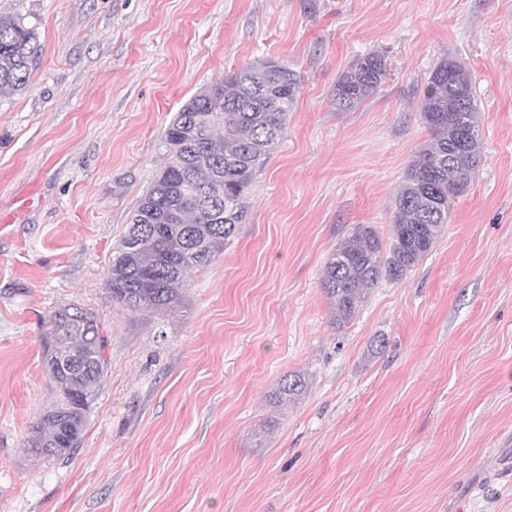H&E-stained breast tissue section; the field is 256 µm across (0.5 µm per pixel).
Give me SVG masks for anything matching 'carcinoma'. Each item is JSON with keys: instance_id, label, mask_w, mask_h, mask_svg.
<instances>
[{"instance_id": "carcinoma-1", "label": "carcinoma", "mask_w": 512, "mask_h": 512, "mask_svg": "<svg viewBox=\"0 0 512 512\" xmlns=\"http://www.w3.org/2000/svg\"><path fill=\"white\" fill-rule=\"evenodd\" d=\"M32 28L0 16V97L24 91L36 64ZM384 56L358 58L336 82L335 105L356 108L386 81ZM300 75L274 60L224 74L197 92L166 126L167 162L155 175L124 236L112 252L105 286L112 302L136 313L164 314L180 305L186 276L224 251L242 223L257 171L283 136ZM420 117L431 139L409 162L396 197L388 243L371 224L358 225L334 248L321 285L336 323L352 319L383 280L399 281L432 249L466 194L481 157L477 106L468 71L438 62L423 90ZM469 137L464 154L455 153ZM192 185L197 195L184 193ZM45 363L58 400L41 413L27 445L52 458L70 455L81 441L87 405L107 368V337L96 315L75 305L52 311ZM69 364V374L56 366ZM304 375L281 380L274 400L288 404L306 392Z\"/></svg>"}]
</instances>
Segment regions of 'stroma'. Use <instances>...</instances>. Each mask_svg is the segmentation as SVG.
<instances>
[{"label":"stroma","mask_w":512,"mask_h":512,"mask_svg":"<svg viewBox=\"0 0 512 512\" xmlns=\"http://www.w3.org/2000/svg\"><path fill=\"white\" fill-rule=\"evenodd\" d=\"M36 34L0 98V512H512V0H0ZM388 77L337 111L340 74ZM267 58L302 79L215 261L164 315L115 305L109 259L171 116ZM470 74L481 161L433 249L336 325L326 261L389 237L430 133L426 81ZM94 311L107 371L80 444L26 450L57 394L53 310ZM306 392L274 404L280 380ZM387 76L386 60L382 54L373 51L358 58L336 82V109L350 111L356 108L379 90Z\"/></svg>","instance_id":"1"}]
</instances>
